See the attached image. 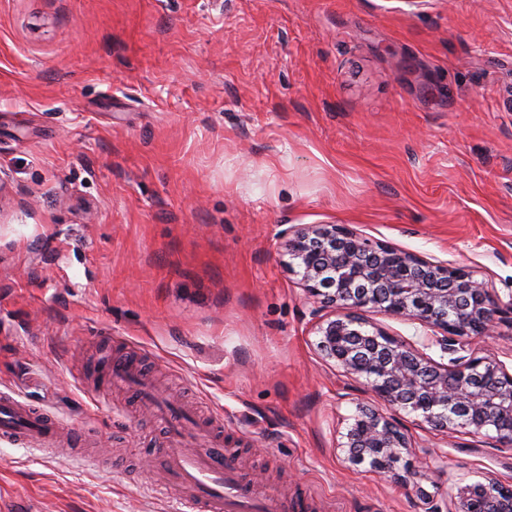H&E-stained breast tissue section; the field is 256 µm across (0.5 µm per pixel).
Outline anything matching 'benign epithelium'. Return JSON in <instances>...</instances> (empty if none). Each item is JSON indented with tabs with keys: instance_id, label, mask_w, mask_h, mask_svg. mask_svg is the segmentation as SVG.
I'll return each mask as SVG.
<instances>
[{
	"instance_id": "benign-epithelium-1",
	"label": "benign epithelium",
	"mask_w": 512,
	"mask_h": 512,
	"mask_svg": "<svg viewBox=\"0 0 512 512\" xmlns=\"http://www.w3.org/2000/svg\"><path fill=\"white\" fill-rule=\"evenodd\" d=\"M281 235L311 303L315 346L324 361L435 430L493 432L500 446L512 447V371L469 348V338L492 335L506 313L512 327V299L503 302L462 266L374 244L341 225L289 227ZM327 308L343 314L325 315ZM366 308L420 324L424 346L451 355L448 363L369 327L361 315ZM338 448L352 465L395 475L412 443L396 420L360 405ZM458 499L460 512H488L491 503L497 512H512V485L489 478L459 487Z\"/></svg>"
}]
</instances>
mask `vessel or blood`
I'll return each mask as SVG.
<instances>
[{
    "instance_id": "b4317fda",
    "label": "vessel or blood",
    "mask_w": 512,
    "mask_h": 512,
    "mask_svg": "<svg viewBox=\"0 0 512 512\" xmlns=\"http://www.w3.org/2000/svg\"><path fill=\"white\" fill-rule=\"evenodd\" d=\"M148 404L170 431L167 488L182 496L186 512H279L275 500L251 489L239 475L233 458L225 457L218 424L182 420L181 409L148 396ZM59 423L32 405L0 395V439L55 444Z\"/></svg>"
}]
</instances>
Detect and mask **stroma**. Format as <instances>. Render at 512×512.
<instances>
[{
    "label": "stroma",
    "instance_id": "stroma-1",
    "mask_svg": "<svg viewBox=\"0 0 512 512\" xmlns=\"http://www.w3.org/2000/svg\"><path fill=\"white\" fill-rule=\"evenodd\" d=\"M0 179V392L96 442L0 441V512H178L117 353L283 512L512 480V448L405 412L410 478L344 461L371 395L315 351L281 236L341 224L512 298V0H0Z\"/></svg>",
    "mask_w": 512,
    "mask_h": 512
}]
</instances>
